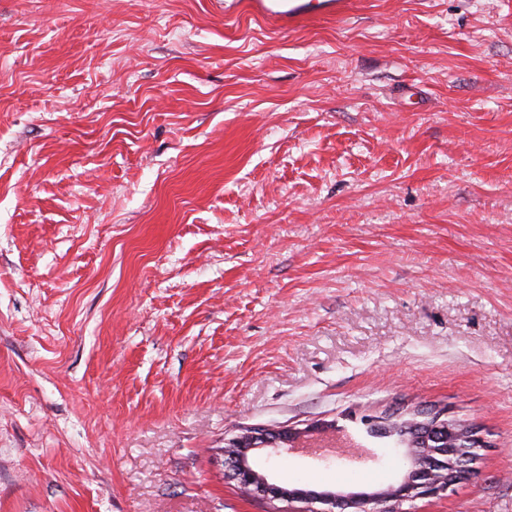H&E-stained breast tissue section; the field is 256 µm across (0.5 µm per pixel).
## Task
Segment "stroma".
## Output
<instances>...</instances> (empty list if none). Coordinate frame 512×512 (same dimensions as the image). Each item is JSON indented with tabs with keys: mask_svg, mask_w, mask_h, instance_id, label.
Listing matches in <instances>:
<instances>
[{
	"mask_svg": "<svg viewBox=\"0 0 512 512\" xmlns=\"http://www.w3.org/2000/svg\"><path fill=\"white\" fill-rule=\"evenodd\" d=\"M447 408L512 512V0H351L287 31L223 0H0V512H273L248 427Z\"/></svg>",
	"mask_w": 512,
	"mask_h": 512,
	"instance_id": "1",
	"label": "stroma"
}]
</instances>
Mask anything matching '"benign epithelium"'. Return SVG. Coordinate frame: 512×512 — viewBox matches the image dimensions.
Wrapping results in <instances>:
<instances>
[{
	"label": "benign epithelium",
	"mask_w": 512,
	"mask_h": 512,
	"mask_svg": "<svg viewBox=\"0 0 512 512\" xmlns=\"http://www.w3.org/2000/svg\"><path fill=\"white\" fill-rule=\"evenodd\" d=\"M325 423L317 422L304 429L285 428L269 432L262 428H246L224 446V455L232 463L231 478L238 486L250 494L265 500H282L289 503H325L339 512L348 509L354 512H400L406 502L424 496H436L467 479L469 467L463 465L458 471L449 474L442 469L443 458L454 455L452 449L463 447V443L473 439L477 429L458 425L447 426L444 434L429 438L418 432V426L402 428L401 433L392 438L404 461L397 477L386 486L372 492L324 491L315 492L302 489H288L268 479L252 468L248 453L253 449H264L277 455L289 447L296 448L300 441L312 432L322 431Z\"/></svg>",
	"instance_id": "1"
}]
</instances>
